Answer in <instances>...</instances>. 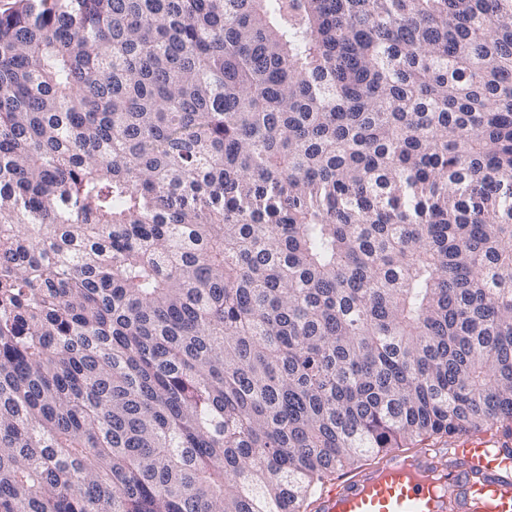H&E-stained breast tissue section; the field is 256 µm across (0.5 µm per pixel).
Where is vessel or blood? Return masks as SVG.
Here are the masks:
<instances>
[{"mask_svg":"<svg viewBox=\"0 0 512 512\" xmlns=\"http://www.w3.org/2000/svg\"><path fill=\"white\" fill-rule=\"evenodd\" d=\"M319 512H512V451L498 437L463 435L446 450L391 456L338 480Z\"/></svg>","mask_w":512,"mask_h":512,"instance_id":"obj_1","label":"vessel or blood"}]
</instances>
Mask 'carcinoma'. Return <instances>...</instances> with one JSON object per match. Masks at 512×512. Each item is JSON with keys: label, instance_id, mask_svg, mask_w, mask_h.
Returning <instances> with one entry per match:
<instances>
[{"label": "carcinoma", "instance_id": "obj_1", "mask_svg": "<svg viewBox=\"0 0 512 512\" xmlns=\"http://www.w3.org/2000/svg\"><path fill=\"white\" fill-rule=\"evenodd\" d=\"M512 0L0 16V512H307L512 438Z\"/></svg>", "mask_w": 512, "mask_h": 512}]
</instances>
